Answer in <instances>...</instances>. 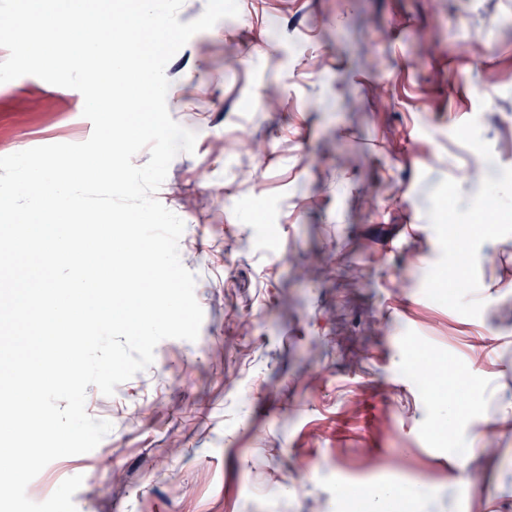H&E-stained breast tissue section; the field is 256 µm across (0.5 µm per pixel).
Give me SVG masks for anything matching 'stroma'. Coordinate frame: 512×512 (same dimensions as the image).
<instances>
[{
  "label": "stroma",
  "mask_w": 512,
  "mask_h": 512,
  "mask_svg": "<svg viewBox=\"0 0 512 512\" xmlns=\"http://www.w3.org/2000/svg\"><path fill=\"white\" fill-rule=\"evenodd\" d=\"M238 6L165 68L197 138L156 197L199 336L88 386L112 430L28 497L79 475L77 512H359L355 487L371 512H512V219L471 220L490 191L512 210V0ZM83 105L0 84V156L86 141ZM240 126L262 151L230 147ZM423 354L441 395L410 377Z\"/></svg>",
  "instance_id": "stroma-1"
}]
</instances>
